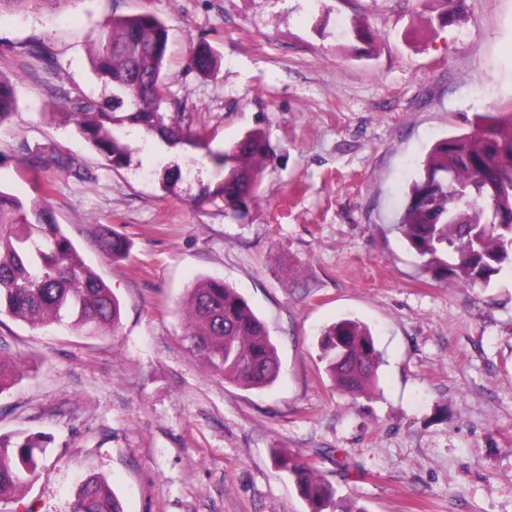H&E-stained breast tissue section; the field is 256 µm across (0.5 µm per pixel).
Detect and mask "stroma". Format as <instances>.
Returning <instances> with one entry per match:
<instances>
[{"mask_svg":"<svg viewBox=\"0 0 512 512\" xmlns=\"http://www.w3.org/2000/svg\"><path fill=\"white\" fill-rule=\"evenodd\" d=\"M464 25H423L440 0H37L0 10V71L18 107L0 124V185L43 196L121 303L115 331L85 336L0 316V355L21 380L0 392V434L43 435L24 502L69 512L81 484L108 482L124 512H309L274 452L314 462L361 512H512V276L461 288L424 272L395 229L400 189L429 148L512 103V0H467ZM150 12L170 30L166 86L211 147L267 134L259 199L239 218L195 207L202 151L125 129L112 168L64 116L56 92L97 99L88 43L115 14ZM360 23L365 44L344 37ZM217 74L189 67L199 42ZM42 42L45 67L23 54ZM57 150L87 169L36 173ZM182 179L160 188L166 169ZM109 224L115 261L92 233ZM217 277L249 301L282 371L263 389L228 384L189 349L186 288ZM366 323L382 354L374 394L337 392L319 333ZM28 161L29 166L34 169L41 168L46 164H53L57 169L68 173L69 176H72L78 180H84L85 178V174L82 173L80 169L73 170L72 164L69 162V160L59 153L51 156H45L42 152L32 153ZM95 233L100 248L106 256H110L112 259H121L127 256L129 251L127 240L116 233L109 225L96 224Z\"/></svg>","mask_w":512,"mask_h":512,"instance_id":"stroma-1","label":"stroma"}]
</instances>
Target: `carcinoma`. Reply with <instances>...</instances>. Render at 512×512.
Returning <instances> with one entry per match:
<instances>
[{
  "mask_svg": "<svg viewBox=\"0 0 512 512\" xmlns=\"http://www.w3.org/2000/svg\"><path fill=\"white\" fill-rule=\"evenodd\" d=\"M442 12L420 15L428 27L466 20V0H441ZM169 29L151 13L112 15L92 36V74L112 87L100 101L79 87L64 93L65 116L91 147L114 168L128 158L129 146L118 130L136 127L170 145L205 151L216 177L200 186L195 204L213 205L237 218L257 201L268 166V141L252 129L225 150L193 125L186 105L166 89ZM26 54L41 63L54 60L43 43ZM220 59L207 43L198 44L191 68L217 73ZM17 81L0 73V124L17 108ZM52 164L82 180L61 154L36 152L29 166ZM395 228L423 259L422 268L440 280L463 288H486L492 279L512 274V105L480 115L471 131L436 142L420 164L417 177L402 191ZM102 252L127 256V240L107 224L95 225ZM184 336L190 350L224 381L263 388L279 377L281 362L265 323L248 300L220 279L203 278L187 289L181 306ZM0 314L33 327L65 326L100 336L119 324L120 302L106 282L56 224L47 198L26 203L0 188ZM322 361L336 389L351 395L372 392L381 352L371 330L344 318L321 332ZM22 378L17 363L0 356V393ZM43 441L34 436H0V501H23V490L39 468ZM275 460L293 478L310 512H365L336 501L334 487L322 480L310 462L288 456ZM70 512H123L110 485L98 477L80 487Z\"/></svg>",
  "mask_w": 512,
  "mask_h": 512,
  "instance_id": "obj_1",
  "label": "carcinoma"
}]
</instances>
